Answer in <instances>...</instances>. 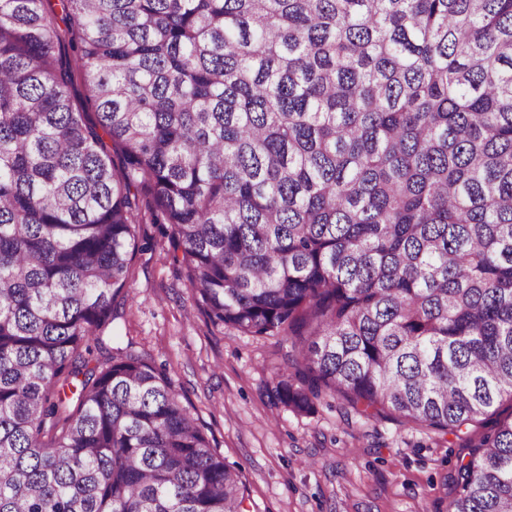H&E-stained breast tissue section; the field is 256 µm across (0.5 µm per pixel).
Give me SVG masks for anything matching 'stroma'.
Segmentation results:
<instances>
[{
  "label": "stroma",
  "instance_id": "stroma-1",
  "mask_svg": "<svg viewBox=\"0 0 512 512\" xmlns=\"http://www.w3.org/2000/svg\"><path fill=\"white\" fill-rule=\"evenodd\" d=\"M139 248L112 324L117 346L145 353L226 462L241 468L250 512H448L451 477L494 416L447 435L395 417L366 420L342 397L311 415L273 405L266 386L290 344L212 325L171 258L165 228L138 227Z\"/></svg>",
  "mask_w": 512,
  "mask_h": 512
}]
</instances>
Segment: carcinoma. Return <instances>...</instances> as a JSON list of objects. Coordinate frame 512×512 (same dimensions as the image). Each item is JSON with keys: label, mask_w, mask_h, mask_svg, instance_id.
<instances>
[{"label": "carcinoma", "mask_w": 512, "mask_h": 512, "mask_svg": "<svg viewBox=\"0 0 512 512\" xmlns=\"http://www.w3.org/2000/svg\"><path fill=\"white\" fill-rule=\"evenodd\" d=\"M57 2L0 0V512H250L104 340L135 184L212 324L290 342L275 404L446 434L512 397V0ZM452 479L512 512V420Z\"/></svg>", "instance_id": "obj_1"}]
</instances>
